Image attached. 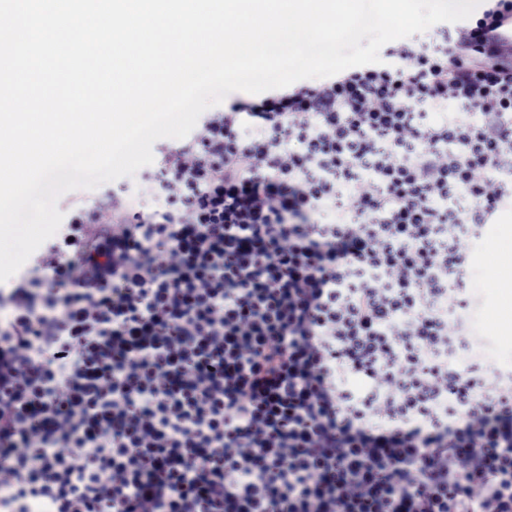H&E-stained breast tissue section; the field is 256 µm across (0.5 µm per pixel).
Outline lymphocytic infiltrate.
I'll return each instance as SVG.
<instances>
[{"mask_svg": "<svg viewBox=\"0 0 512 512\" xmlns=\"http://www.w3.org/2000/svg\"><path fill=\"white\" fill-rule=\"evenodd\" d=\"M512 0L206 113L0 287V512H512L467 360L512 211Z\"/></svg>", "mask_w": 512, "mask_h": 512, "instance_id": "obj_1", "label": "lymphocytic infiltrate"}]
</instances>
